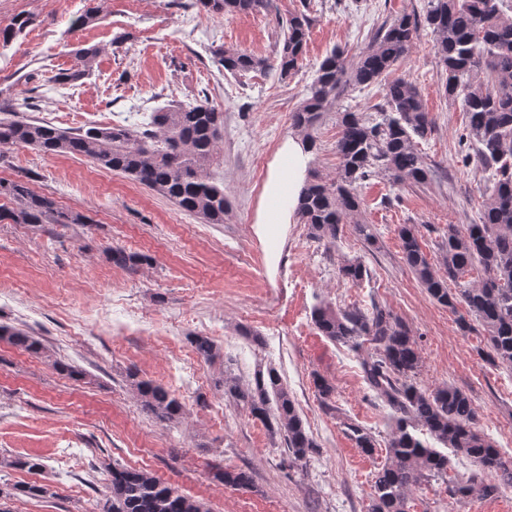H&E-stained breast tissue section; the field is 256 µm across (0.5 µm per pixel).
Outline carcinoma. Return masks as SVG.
<instances>
[{"mask_svg":"<svg viewBox=\"0 0 512 512\" xmlns=\"http://www.w3.org/2000/svg\"><path fill=\"white\" fill-rule=\"evenodd\" d=\"M271 2L194 0L193 5L223 16L267 11ZM504 7L505 0H427L423 14H403L383 23L356 62H349L344 51L332 50L320 62L306 98L292 112L291 124L311 149L321 114L334 108L345 90L383 84L386 110L377 118L341 113L336 177L307 179L296 209L299 223L308 227L313 239L334 246L342 225L360 212V189L367 182L382 179L392 187L417 186L429 178L420 144L432 134L433 120L413 81L387 77L410 53L420 27L431 30L444 92L465 112L461 163L481 171L482 202L478 223L448 225L441 243L443 269L429 261L415 224L398 227L402 259L434 301L453 311L465 308L459 324L477 322L492 361L512 369V17ZM28 24L27 17L16 16L0 28V43L8 44ZM311 24L302 11L289 16L282 47L272 58L218 46L212 51L213 62L230 74L274 71L286 79L302 63ZM101 52L96 46L76 50L72 67L53 80L67 84L88 75ZM223 134L224 110L204 98L153 112L148 122L136 126L72 131L37 119L6 117L0 119V155L25 146L84 157L169 198L206 224H222L229 201L207 170L217 159ZM0 196L12 204L0 211V223H93L22 179L0 180ZM107 258L132 272L147 262L121 246L108 248ZM339 271L354 286L370 278L360 259L344 261ZM450 281L455 288L448 287ZM311 317L322 335L362 354L369 397L389 410L386 460L374 473L370 512H410L413 488L447 476L449 449L474 466L467 478L448 480L450 497L461 500L477 494L490 499L512 488V458H504L475 429L472 399L456 386L429 390L417 384L422 363L417 342L390 309L376 303L360 308L322 301ZM0 341L30 355L46 353L40 337L11 325L0 324ZM191 344L205 360L217 355L207 336H195ZM131 387L141 409L156 420L170 423L185 415L184 403L164 386L134 376ZM224 396L259 419L271 435L283 438L292 466L306 467L317 444L275 369L257 372L248 384L224 372ZM348 436L364 453L375 452L377 439L366 429L351 424ZM4 465L29 472L44 469L41 458L34 456L6 459ZM102 467L108 493L99 503L100 512H209L204 503L150 471L106 461Z\"/></svg>","mask_w":512,"mask_h":512,"instance_id":"obj_1","label":"carcinoma"}]
</instances>
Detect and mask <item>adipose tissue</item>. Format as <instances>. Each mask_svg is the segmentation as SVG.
<instances>
[{"instance_id": "adipose-tissue-1", "label": "adipose tissue", "mask_w": 512, "mask_h": 512, "mask_svg": "<svg viewBox=\"0 0 512 512\" xmlns=\"http://www.w3.org/2000/svg\"><path fill=\"white\" fill-rule=\"evenodd\" d=\"M308 161L309 154L301 140L291 137L283 143L270 165L257 207V223H289L305 184Z\"/></svg>"}]
</instances>
